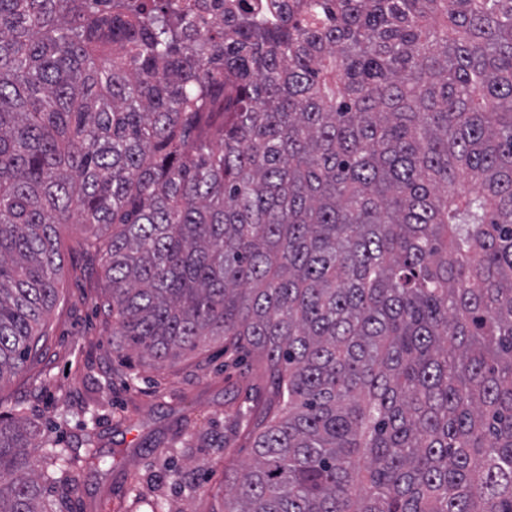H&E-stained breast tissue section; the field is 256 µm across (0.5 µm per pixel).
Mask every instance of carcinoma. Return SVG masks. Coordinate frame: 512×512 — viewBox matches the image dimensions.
<instances>
[{
    "instance_id": "carcinoma-1",
    "label": "carcinoma",
    "mask_w": 512,
    "mask_h": 512,
    "mask_svg": "<svg viewBox=\"0 0 512 512\" xmlns=\"http://www.w3.org/2000/svg\"><path fill=\"white\" fill-rule=\"evenodd\" d=\"M65 224L126 347L273 380L224 512H512V0H0V382ZM56 445L0 414V512Z\"/></svg>"
}]
</instances>
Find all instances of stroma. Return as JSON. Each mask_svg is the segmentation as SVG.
Wrapping results in <instances>:
<instances>
[{"instance_id": "35a3bbf8", "label": "stroma", "mask_w": 512, "mask_h": 512, "mask_svg": "<svg viewBox=\"0 0 512 512\" xmlns=\"http://www.w3.org/2000/svg\"><path fill=\"white\" fill-rule=\"evenodd\" d=\"M66 245L59 300L40 356L0 384V412L21 411L70 453L93 446L98 468H78L63 512H224L230 470L253 456L252 420L273 400L255 358L238 363L221 345L163 362L121 349L98 308L100 259Z\"/></svg>"}]
</instances>
